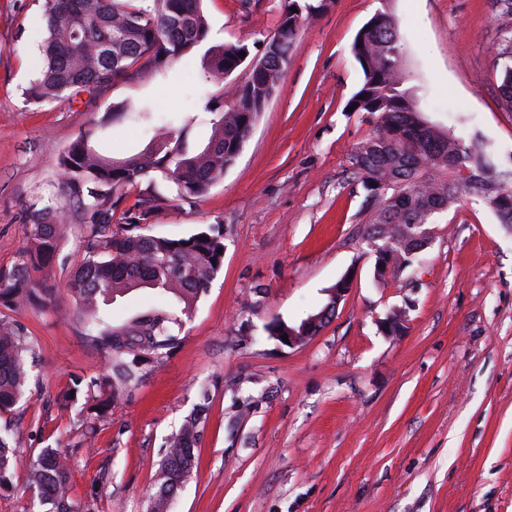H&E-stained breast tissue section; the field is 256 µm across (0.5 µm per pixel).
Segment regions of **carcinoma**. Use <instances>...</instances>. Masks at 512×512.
I'll return each instance as SVG.
<instances>
[{
	"label": "carcinoma",
	"mask_w": 512,
	"mask_h": 512,
	"mask_svg": "<svg viewBox=\"0 0 512 512\" xmlns=\"http://www.w3.org/2000/svg\"><path fill=\"white\" fill-rule=\"evenodd\" d=\"M296 11H290V8ZM324 7L288 0L280 25L266 43L263 68L242 87L232 88L233 106L211 122L207 143L189 147L187 126L175 120L157 122L148 108L115 103L81 133L59 158L65 195L80 210L85 256L72 272L67 292L83 325L84 337L108 357V373L77 379L73 390L58 399L72 408L78 392L97 398L95 417L112 407V392L138 384L144 367L164 363L181 342V315L188 313L220 271L224 249L220 224L184 238L142 233L150 211L146 202L122 214L120 231L112 230V195L143 180L161 178L183 199L197 198L224 176L236 160L250 130L279 88L288 52L301 32L303 12ZM45 37L39 70L25 92L30 103H48L105 86L129 70L164 72L180 59L204 50V79L224 81L240 65L241 44L206 45L211 25L201 0H44ZM352 53L364 82L352 97L357 112L375 120L372 136L360 142L353 165L375 207L368 227L376 244L401 268L418 264L429 245L425 234L433 212H444L462 196L478 197L512 229V167L496 168L487 147L466 144L425 121L403 88V47L394 18L375 14L355 36ZM502 102L512 109V38L498 44ZM133 114L152 132L147 147L117 163L96 152L90 139L96 129ZM467 171L462 182L426 175V171ZM29 237L45 263L55 256L67 225L55 202L31 210ZM150 288L162 299L182 304L180 312L153 308L130 323L114 328L105 322L102 306L114 297ZM35 289L28 263L0 271V302L14 304ZM35 355L18 327L0 320V414L7 413L29 392L28 358ZM208 396L184 419L166 442L155 473L150 512H168L169 504L197 466L194 453L205 423ZM18 448L8 426L0 427V487L15 473ZM28 478L39 502L50 512H78L70 497L71 463L53 448L32 459Z\"/></svg>",
	"instance_id": "obj_1"
}]
</instances>
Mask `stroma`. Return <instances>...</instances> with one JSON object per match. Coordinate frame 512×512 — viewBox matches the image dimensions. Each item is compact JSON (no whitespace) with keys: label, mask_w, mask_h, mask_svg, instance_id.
Masks as SVG:
<instances>
[{"label":"stroma","mask_w":512,"mask_h":512,"mask_svg":"<svg viewBox=\"0 0 512 512\" xmlns=\"http://www.w3.org/2000/svg\"><path fill=\"white\" fill-rule=\"evenodd\" d=\"M303 20L278 92L234 164L201 197H178L155 180L117 191V213L147 196L146 234L181 238L224 227V261L184 316L183 342L143 381L125 390L86 440L58 396L75 377L100 375L104 353L82 335L71 297L84 258L82 225L67 201L58 159L106 108L149 105L189 120L194 145L212 113L243 84L248 64L224 83L202 80V56L167 74L129 71L76 100L26 102L44 0H0V269L28 254V214L61 203L71 230L49 267L31 279L53 290L36 303L0 305L35 348L29 401L0 416L19 432L18 465L0 512H38L29 463L42 448L74 458L72 498L81 512H147L166 440L209 392L198 466L170 512H512V230L481 199L463 197L429 226L418 268L374 276L364 238L371 210L352 165L374 131L347 104L363 72L351 46L379 11L391 13L402 66L423 117L450 136L481 138L498 166L512 164V109L501 100L495 48L512 36V14L494 0H330ZM288 0H202L214 43L246 45L259 58ZM215 110V111H216ZM150 137L120 119L93 140L124 159ZM352 286L307 343L288 348L265 326L296 324L325 303L343 276ZM138 289L103 308L113 326L159 306ZM406 312L404 330L381 321Z\"/></svg>","instance_id":"stroma-1"}]
</instances>
